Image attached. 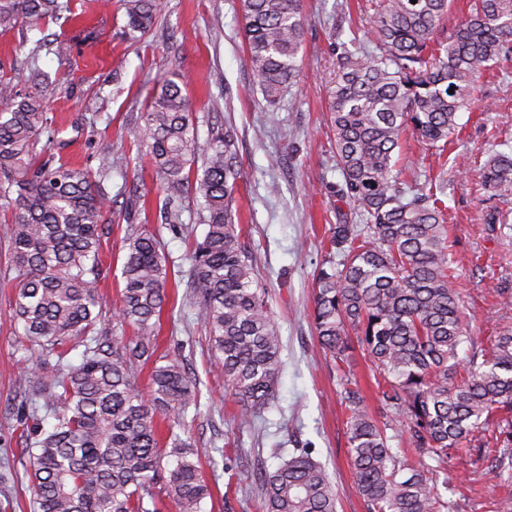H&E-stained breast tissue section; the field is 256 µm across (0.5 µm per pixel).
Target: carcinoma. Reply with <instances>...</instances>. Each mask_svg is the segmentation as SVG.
<instances>
[{
	"mask_svg": "<svg viewBox=\"0 0 512 512\" xmlns=\"http://www.w3.org/2000/svg\"><path fill=\"white\" fill-rule=\"evenodd\" d=\"M126 33L153 25L163 0H124ZM451 0H377L370 17L375 49L337 57L328 112L343 182L337 196L367 224L331 228L343 261L316 275L313 321L321 347L340 362L352 343L380 376L378 396L409 437L415 459L392 452L386 429L346 379L349 455L367 512H456L438 492L448 459L477 455L503 483L512 482V329L477 346L462 321L448 245L447 206L427 179L407 184L394 156L408 130L442 152L469 108L484 63L512 60V0H472L449 35L440 21ZM249 65L274 105L299 81L304 21L301 0H243ZM69 10L62 0H0V32ZM53 123L41 84L0 79V201L12 210L6 233L18 272L12 311L28 353L24 387L53 412L46 429H23L29 442L35 512H150L160 489L176 512H203L209 486L199 462L155 416L199 409L196 383L176 361L160 364L157 336L167 299L158 238L140 232L126 243L119 305L113 317L133 328L128 339L95 334L105 318L96 288L102 219L112 201L96 177L67 163L40 159V136ZM133 136L160 178L163 207L180 223L182 201L201 200L202 239L190 254V288L224 382L247 417L273 398L279 373V329L268 292L253 278L232 204L238 168L230 131L199 151L189 100L162 79ZM202 172L190 179V169ZM481 186L512 199V150L480 168ZM16 197H11V193ZM468 352L460 354L462 345ZM81 350L72 365L67 355ZM152 364L149 397L137 386ZM436 462L428 467L424 458ZM265 512H337L338 493L311 455L295 452L261 475Z\"/></svg>",
	"mask_w": 512,
	"mask_h": 512,
	"instance_id": "1",
	"label": "carcinoma"
}]
</instances>
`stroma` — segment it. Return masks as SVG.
<instances>
[{
    "label": "stroma",
    "mask_w": 512,
    "mask_h": 512,
    "mask_svg": "<svg viewBox=\"0 0 512 512\" xmlns=\"http://www.w3.org/2000/svg\"><path fill=\"white\" fill-rule=\"evenodd\" d=\"M366 0H302L301 75L276 105H269L246 55L241 0H165L149 33L131 40L122 0H71L72 13L35 28L0 33V78L26 82L31 67L49 73L43 87L54 119L37 146L43 156L98 172L112 201L103 217L99 293L106 308L118 304L127 238L146 230L160 241L170 277L161 312L159 352L189 367L198 381L201 412L186 418L183 440L194 448L211 496L204 512H262L256 471H274L295 450L309 451L340 494L338 512H365L350 468L345 409L347 374H354L375 419L389 422L370 364L353 350L349 363L333 360L317 339L312 318L318 269L328 260L330 225L361 224L357 209L334 190L336 166L328 122V87L336 57L369 26ZM48 37L70 44L65 58L40 51ZM177 72L188 97L198 142L231 131L242 176L235 192V222L251 252L256 278L268 291L281 336L275 396L250 420L224 384L206 331L190 299L188 254L204 227L195 198L182 204L181 221L168 223L146 148L130 131L138 124L156 79ZM457 139L443 155L427 154L412 133L396 155L404 180L420 168L442 173L447 192L449 243L462 310L477 344L512 327V309L500 304L512 292V223L489 224L500 200L480 186L479 166L500 144H512V61L482 69L478 98L460 113ZM17 274L0 233V505L31 512L30 459L17 419L26 371L23 331L12 319ZM241 477L229 481L226 464ZM458 481L449 493L458 512H483L497 480L486 462L454 458Z\"/></svg>",
    "instance_id": "stroma-1"
}]
</instances>
